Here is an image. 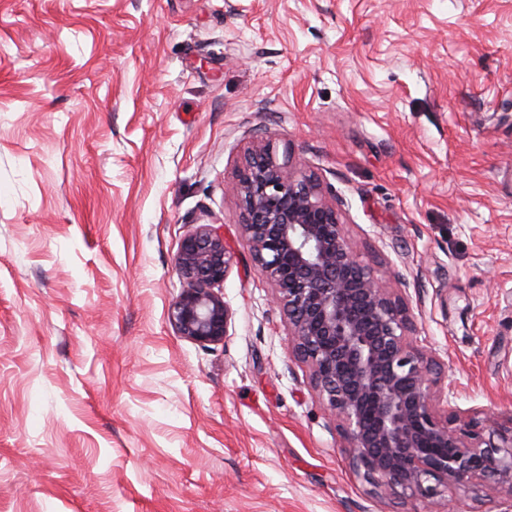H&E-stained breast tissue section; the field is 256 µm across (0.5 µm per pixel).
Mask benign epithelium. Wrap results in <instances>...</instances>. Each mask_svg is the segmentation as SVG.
<instances>
[{
	"label": "benign epithelium",
	"mask_w": 512,
	"mask_h": 512,
	"mask_svg": "<svg viewBox=\"0 0 512 512\" xmlns=\"http://www.w3.org/2000/svg\"><path fill=\"white\" fill-rule=\"evenodd\" d=\"M234 190L252 262L274 285L294 353L341 422L354 474L424 503L448 485L512 497V420L489 433L483 419L461 421L452 389L438 386L437 363L408 340L416 326L406 307L358 261L321 184L268 143L244 156ZM230 265L221 226L199 224L182 238L183 288L168 319L194 344L228 334Z\"/></svg>",
	"instance_id": "benign-epithelium-1"
}]
</instances>
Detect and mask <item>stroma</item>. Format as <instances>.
I'll return each mask as SVG.
<instances>
[{
	"mask_svg": "<svg viewBox=\"0 0 512 512\" xmlns=\"http://www.w3.org/2000/svg\"><path fill=\"white\" fill-rule=\"evenodd\" d=\"M335 200L463 417L512 420V0H0V512H512L353 475L231 191ZM195 224L223 343L169 324Z\"/></svg>",
	"mask_w": 512,
	"mask_h": 512,
	"instance_id": "obj_1",
	"label": "stroma"
}]
</instances>
